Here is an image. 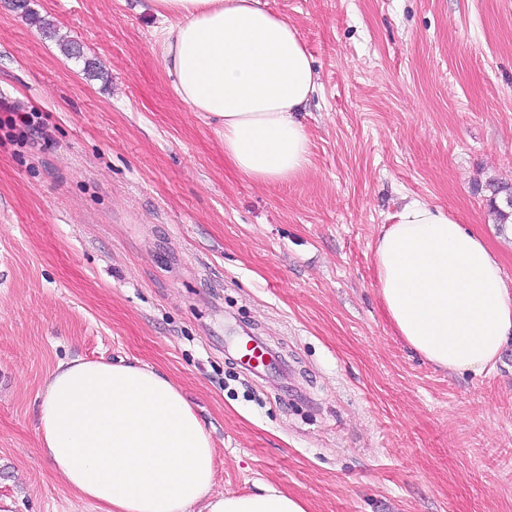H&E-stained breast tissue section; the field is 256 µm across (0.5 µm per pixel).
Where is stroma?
Masks as SVG:
<instances>
[{
	"label": "stroma",
	"instance_id": "stroma-1",
	"mask_svg": "<svg viewBox=\"0 0 512 512\" xmlns=\"http://www.w3.org/2000/svg\"><path fill=\"white\" fill-rule=\"evenodd\" d=\"M266 3L319 84L311 164L275 185L242 177L179 99L144 0H0V101L43 129L25 146L0 130V512H96L38 453L37 398L74 357L166 373L214 442L218 490L512 512V343L493 370L437 369L398 336L373 261L416 199L512 275L474 190L512 184V0ZM251 339L275 359L258 375Z\"/></svg>",
	"mask_w": 512,
	"mask_h": 512
}]
</instances>
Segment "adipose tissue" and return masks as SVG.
I'll use <instances>...</instances> for the list:
<instances>
[{
	"label": "adipose tissue",
	"instance_id": "obj_1",
	"mask_svg": "<svg viewBox=\"0 0 512 512\" xmlns=\"http://www.w3.org/2000/svg\"><path fill=\"white\" fill-rule=\"evenodd\" d=\"M164 24L178 97L220 125L245 177L302 175L301 121L318 84L297 29L265 0H148ZM379 290L399 336L437 368L482 373L512 340V280L478 232L447 209L403 205L374 245ZM40 450L98 512H307L269 487L216 489L215 448L179 387L148 365L59 362L37 408Z\"/></svg>",
	"mask_w": 512,
	"mask_h": 512
}]
</instances>
